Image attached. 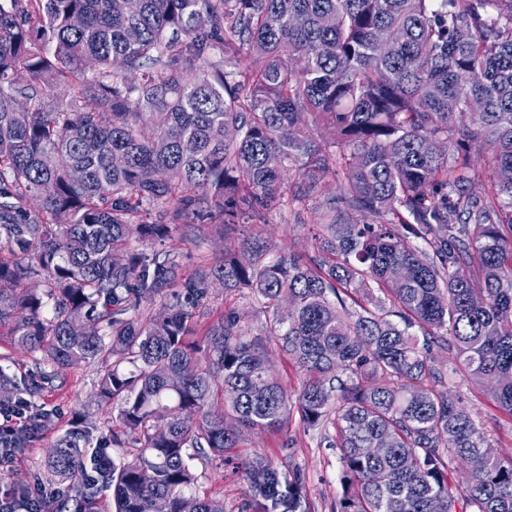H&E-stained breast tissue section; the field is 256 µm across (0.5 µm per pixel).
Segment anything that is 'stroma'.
Returning <instances> with one entry per match:
<instances>
[{
    "label": "stroma",
    "instance_id": "35a3bbf8",
    "mask_svg": "<svg viewBox=\"0 0 512 512\" xmlns=\"http://www.w3.org/2000/svg\"><path fill=\"white\" fill-rule=\"evenodd\" d=\"M320 198L310 199L302 211L275 208L262 220L250 224H198L194 227L196 243L179 247V261L184 274L199 266L221 260L225 251L241 250L244 241L258 237L268 241L274 250L309 256L314 252L311 235L321 221ZM240 316V325L250 333H259L268 314L262 304L247 290L230 291L212 282L206 297L195 313L198 325L205 326L227 313ZM438 367L447 372L443 385L451 397L467 407L474 419L491 439L496 452L512 457V419L495 406L486 385L477 384L460 375H451L452 356L446 349H435ZM97 369L80 366L63 370L52 389L41 395L42 401L59 409L55 432L37 441L32 448L0 465V497L15 488L44 479L46 456L56 432L68 429L75 414L86 415L94 433L119 427L117 414L99 410L95 398ZM333 428L309 429L298 419H291L277 431H248L239 445L227 451L223 459H196L190 466L196 476L194 492L216 495L224 499V512H288L287 504L272 502L254 495L249 489L246 472L258 462L271 464L283 476L296 477L300 505L297 512H336L343 494L340 450L332 445Z\"/></svg>",
    "mask_w": 512,
    "mask_h": 512
}]
</instances>
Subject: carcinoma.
<instances>
[{
	"label": "carcinoma",
	"instance_id": "1",
	"mask_svg": "<svg viewBox=\"0 0 512 512\" xmlns=\"http://www.w3.org/2000/svg\"><path fill=\"white\" fill-rule=\"evenodd\" d=\"M51 84L69 93L50 100ZM506 173L512 0H0V332L41 355L24 376L0 369V414L40 427L3 447L55 424L58 409L32 398L64 368L97 366L98 406L120 420L94 440L75 415L48 451L55 495L31 507L104 512L110 488L112 512L146 499L156 512H224L222 498L184 495L189 461L296 415L336 431L337 512H512V458L437 389L433 355L445 337L454 371L497 379L512 418ZM316 193L315 255L268 259L257 239L181 273L176 242H196L194 225ZM147 209L159 220L141 221ZM133 235L160 248L131 255ZM212 278L266 304L262 335L304 372L298 394L237 315L193 328ZM160 294V311L130 315ZM130 446L101 469V453ZM247 480L296 512L297 481L271 465Z\"/></svg>",
	"mask_w": 512,
	"mask_h": 512
}]
</instances>
